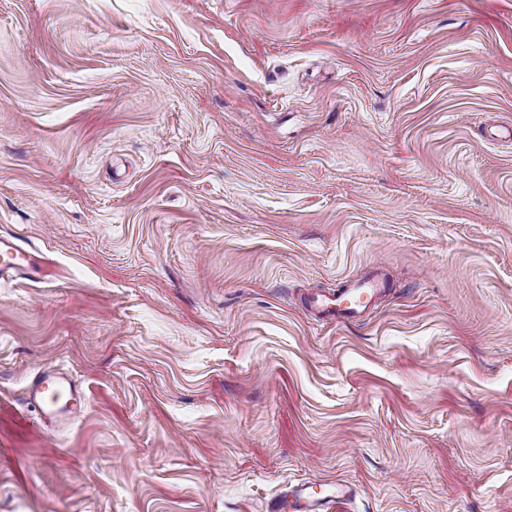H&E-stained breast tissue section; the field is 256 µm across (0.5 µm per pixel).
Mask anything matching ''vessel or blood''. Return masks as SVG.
<instances>
[{"label": "vessel or blood", "mask_w": 512, "mask_h": 512, "mask_svg": "<svg viewBox=\"0 0 512 512\" xmlns=\"http://www.w3.org/2000/svg\"><path fill=\"white\" fill-rule=\"evenodd\" d=\"M36 264L20 235H0V279L28 277L35 273ZM384 289V283L374 277L346 280L338 290L313 297L309 307L322 321L356 320ZM29 388L44 418L57 425L70 423L84 409V397L56 366H44ZM351 494V487L342 483L304 484L281 493L270 503L269 509L270 512H339Z\"/></svg>", "instance_id": "obj_1"}]
</instances>
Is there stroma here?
Instances as JSON below:
<instances>
[{
  "label": "stroma",
  "mask_w": 512,
  "mask_h": 512,
  "mask_svg": "<svg viewBox=\"0 0 512 512\" xmlns=\"http://www.w3.org/2000/svg\"><path fill=\"white\" fill-rule=\"evenodd\" d=\"M510 126L512 0H0V512H512ZM18 234L0 235V279L26 278L35 274L37 261ZM341 284L338 290L319 294L309 301L319 320L339 323L359 319L374 297L385 290V284L375 277L345 280ZM31 398L38 405L44 418L58 426L69 424L83 412L85 399L78 388L54 365L44 366L29 385ZM69 397L68 403L59 400ZM351 495V487L342 483L302 484L281 493L269 504V510L271 512L339 511Z\"/></svg>",
  "instance_id": "obj_1"
}]
</instances>
